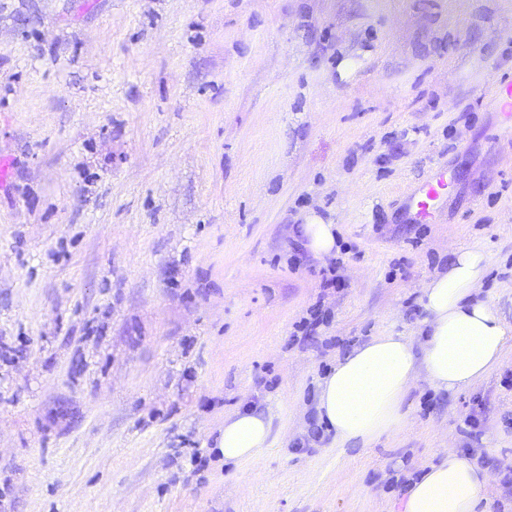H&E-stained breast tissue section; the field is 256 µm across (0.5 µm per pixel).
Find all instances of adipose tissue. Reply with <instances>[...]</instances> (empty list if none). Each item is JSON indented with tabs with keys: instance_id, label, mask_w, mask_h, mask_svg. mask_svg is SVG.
I'll return each instance as SVG.
<instances>
[{
	"instance_id": "ef3b65f1",
	"label": "adipose tissue",
	"mask_w": 512,
	"mask_h": 512,
	"mask_svg": "<svg viewBox=\"0 0 512 512\" xmlns=\"http://www.w3.org/2000/svg\"><path fill=\"white\" fill-rule=\"evenodd\" d=\"M489 264L479 247L457 250L447 271L422 287L425 339L384 332L355 347L319 383V417L339 446H367L402 428L404 398L419 375L440 391L468 389L501 361L512 327L475 292ZM273 444L272 418L244 411L225 418L217 453L225 462L256 461ZM488 474L450 450L405 494L402 512H478Z\"/></svg>"
}]
</instances>
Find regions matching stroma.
<instances>
[{
	"label": "stroma",
	"mask_w": 512,
	"mask_h": 512,
	"mask_svg": "<svg viewBox=\"0 0 512 512\" xmlns=\"http://www.w3.org/2000/svg\"><path fill=\"white\" fill-rule=\"evenodd\" d=\"M511 73L512 0H0V512H401L448 449L512 512V343L467 390L419 377L371 447L311 435L320 379L416 335L458 249L512 325ZM248 408L274 444L223 463ZM449 187L448 177L440 173L431 176L420 187L411 189L407 196L415 210V218L426 220L431 217L448 196ZM336 226L326 224L322 218L310 217L306 224L301 226L302 238L307 246L317 256L331 257L336 249Z\"/></svg>",
	"instance_id": "35a3bbf8"
}]
</instances>
